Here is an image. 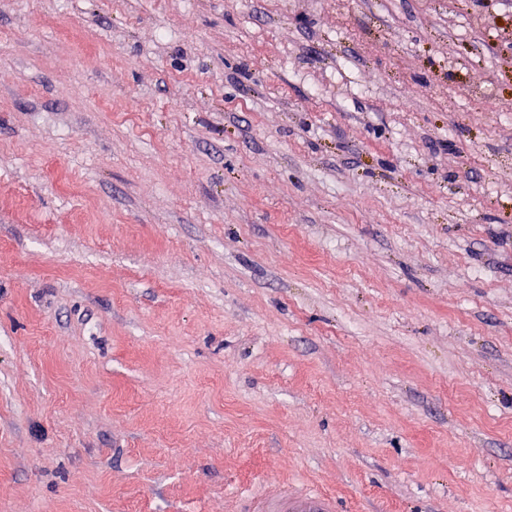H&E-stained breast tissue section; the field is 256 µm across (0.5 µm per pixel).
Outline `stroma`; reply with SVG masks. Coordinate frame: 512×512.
Masks as SVG:
<instances>
[{
    "label": "stroma",
    "instance_id": "1",
    "mask_svg": "<svg viewBox=\"0 0 512 512\" xmlns=\"http://www.w3.org/2000/svg\"><path fill=\"white\" fill-rule=\"evenodd\" d=\"M303 487L512 512V0H0V512Z\"/></svg>",
    "mask_w": 512,
    "mask_h": 512
}]
</instances>
